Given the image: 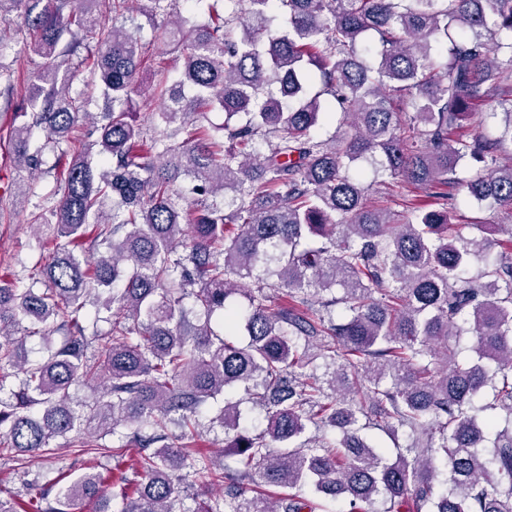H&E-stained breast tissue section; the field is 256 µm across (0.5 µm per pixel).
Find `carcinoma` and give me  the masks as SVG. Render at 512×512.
Here are the masks:
<instances>
[{
  "mask_svg": "<svg viewBox=\"0 0 512 512\" xmlns=\"http://www.w3.org/2000/svg\"><path fill=\"white\" fill-rule=\"evenodd\" d=\"M87 2L0 0L1 24L16 14L37 33L24 47L41 81L0 126L27 174L0 202L23 210L31 181L55 182L30 214L38 278L19 290L14 266L0 274V463L126 432L109 450L112 491L94 465L60 469L35 497L0 498V512H75L93 498L98 512L111 500L117 512H178L185 472L222 490L192 512H318L259 486L342 496L346 512H512V224H455L451 203L461 187L512 206V160L497 162L512 99L498 136L456 134L512 81V0H195L208 19L166 29L183 65L160 81L148 126L133 112L148 61L140 27ZM147 2L165 19L179 0ZM80 45L102 83L96 114L57 85ZM406 94L414 112L401 117L391 100ZM216 107L219 136L203 125ZM336 112L344 130L317 137ZM91 116L88 141L78 129ZM402 120L413 137L397 134ZM36 129L45 141L32 151ZM360 159L435 208L396 223L349 176ZM464 160L492 167L462 180ZM227 189L229 212L214 200ZM489 232L508 246L493 250ZM473 261L482 268L468 276ZM281 288L285 304L270 295ZM240 329L244 346L228 340ZM468 334L465 361L448 338ZM56 335L47 358H26L27 338ZM6 366L22 374L15 388ZM81 386L95 398L73 400ZM234 389L266 409L262 433L238 431ZM221 394L210 424L233 466L195 448L202 408ZM400 428L412 441L390 461L367 431Z\"/></svg>",
  "mask_w": 512,
  "mask_h": 512,
  "instance_id": "cac0c4a2",
  "label": "carcinoma"
}]
</instances>
